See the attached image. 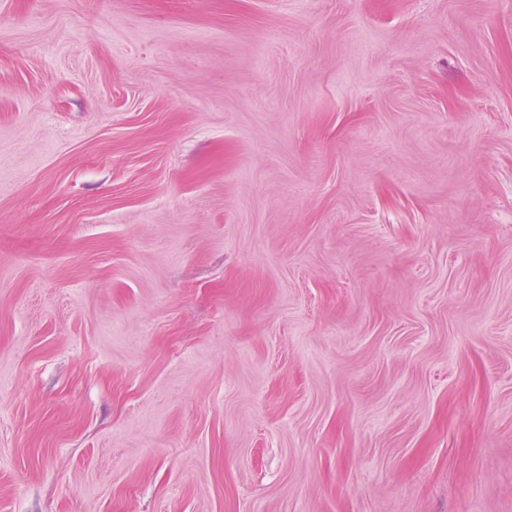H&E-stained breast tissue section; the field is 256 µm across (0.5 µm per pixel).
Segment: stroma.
Here are the masks:
<instances>
[{"label":"stroma","mask_w":512,"mask_h":512,"mask_svg":"<svg viewBox=\"0 0 512 512\" xmlns=\"http://www.w3.org/2000/svg\"><path fill=\"white\" fill-rule=\"evenodd\" d=\"M0 512H512V0H0Z\"/></svg>","instance_id":"35a3bbf8"}]
</instances>
